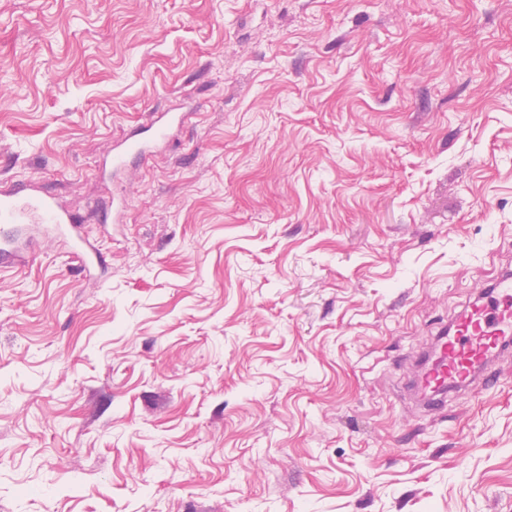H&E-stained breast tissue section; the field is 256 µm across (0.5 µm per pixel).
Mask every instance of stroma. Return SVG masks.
Masks as SVG:
<instances>
[{"label": "stroma", "mask_w": 512, "mask_h": 512, "mask_svg": "<svg viewBox=\"0 0 512 512\" xmlns=\"http://www.w3.org/2000/svg\"><path fill=\"white\" fill-rule=\"evenodd\" d=\"M28 180L104 259L0 268V512H512V363L406 390L512 252V0H0ZM153 120L148 127L134 131L130 137L116 144L112 152V177L122 170L129 152L145 157L151 151V144L169 138L171 131L184 124L185 113H153ZM138 137V138H136Z\"/></svg>", "instance_id": "obj_1"}]
</instances>
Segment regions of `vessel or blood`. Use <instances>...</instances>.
<instances>
[{
  "label": "vessel or blood",
  "mask_w": 512,
  "mask_h": 512,
  "mask_svg": "<svg viewBox=\"0 0 512 512\" xmlns=\"http://www.w3.org/2000/svg\"><path fill=\"white\" fill-rule=\"evenodd\" d=\"M182 113L154 115L148 127L116 144L112 169H123L128 153L147 156L154 142L169 138L184 124ZM0 258L23 262L37 237H68L76 255L88 263L101 257L79 217L33 186L0 193ZM512 358V267L502 266L481 292L468 299L442 326L415 375L425 412L439 413L449 394L476 393L499 377L502 361Z\"/></svg>",
  "instance_id": "b4317fda"
}]
</instances>
